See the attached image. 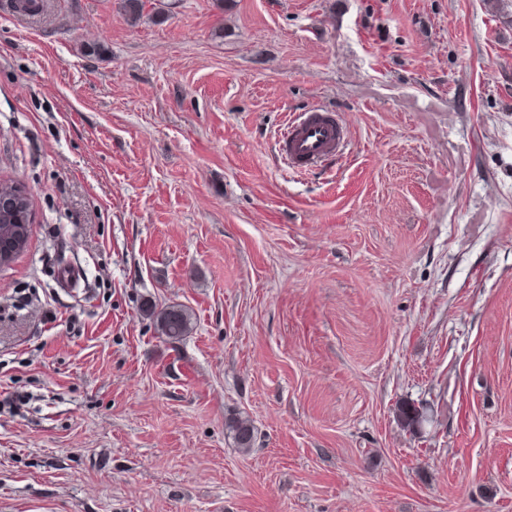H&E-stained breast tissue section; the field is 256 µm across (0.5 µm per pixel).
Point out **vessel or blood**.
I'll return each mask as SVG.
<instances>
[{
	"instance_id": "vessel-or-blood-1",
	"label": "vessel or blood",
	"mask_w": 512,
	"mask_h": 512,
	"mask_svg": "<svg viewBox=\"0 0 512 512\" xmlns=\"http://www.w3.org/2000/svg\"><path fill=\"white\" fill-rule=\"evenodd\" d=\"M349 140V130L336 113L311 108L289 119L277 145L289 168L313 172L341 156Z\"/></svg>"
}]
</instances>
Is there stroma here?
Listing matches in <instances>:
<instances>
[{"label":"stroma","instance_id":"stroma-1","mask_svg":"<svg viewBox=\"0 0 512 512\" xmlns=\"http://www.w3.org/2000/svg\"><path fill=\"white\" fill-rule=\"evenodd\" d=\"M36 2L0 0L34 217L0 268V512H512V0ZM313 106L348 149L292 174ZM349 140V130L336 113L311 108L289 119L277 145L289 168L313 172L341 156ZM143 312L152 321L158 335L169 343L181 342L193 331L192 314L182 305H169L157 309L151 302H147ZM396 416L402 426L408 430H416L425 421L423 409L408 402H401L396 408ZM227 431L233 436L238 448L250 451L254 444V426L250 420L232 418L226 423Z\"/></svg>","mask_w":512,"mask_h":512}]
</instances>
